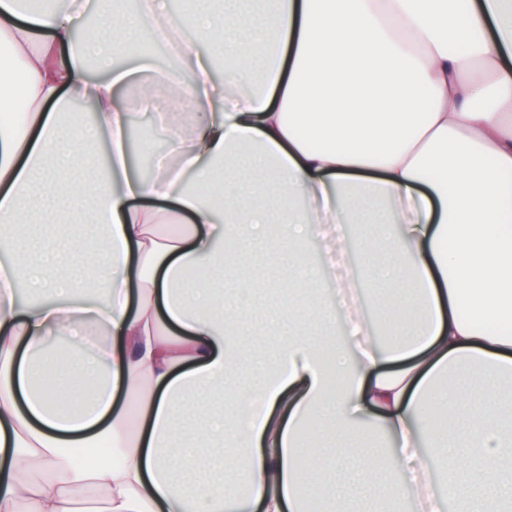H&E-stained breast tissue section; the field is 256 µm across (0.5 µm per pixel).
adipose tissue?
I'll return each mask as SVG.
<instances>
[{
    "label": "adipose tissue",
    "instance_id": "obj_1",
    "mask_svg": "<svg viewBox=\"0 0 512 512\" xmlns=\"http://www.w3.org/2000/svg\"><path fill=\"white\" fill-rule=\"evenodd\" d=\"M237 3L217 21L199 0L122 17L98 0L79 38L83 0H0V111L17 96L26 110L22 130L0 127V231H21L0 291V512H78L98 492L105 512H347L343 484L381 468L366 423L394 441L393 502L434 501L426 447L456 472L455 512H512V0ZM162 26L211 53L183 39L154 82L149 99L189 102L197 120L162 113L167 154L140 179L120 93L139 72L112 54ZM94 57L108 78L89 79ZM258 67L262 90L241 94ZM75 101L92 121L62 126ZM89 138L108 140V171L79 181ZM370 201L390 269L408 275L384 303L388 347L346 275L338 308L268 316L257 363L241 353L249 304L220 288L188 300L198 268L274 224L293 247L322 233L335 271L353 246L336 227ZM339 320L344 345L286 329ZM100 447L104 462L76 456Z\"/></svg>",
    "mask_w": 512,
    "mask_h": 512
}]
</instances>
